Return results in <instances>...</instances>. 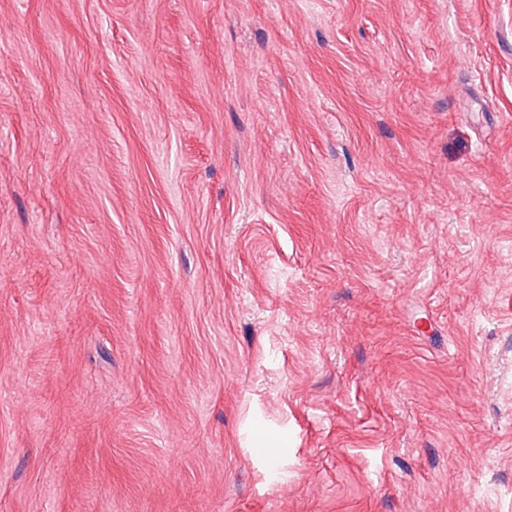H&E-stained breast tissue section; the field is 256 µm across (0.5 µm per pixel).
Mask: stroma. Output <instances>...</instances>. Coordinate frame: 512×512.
<instances>
[{"label":"stroma","mask_w":512,"mask_h":512,"mask_svg":"<svg viewBox=\"0 0 512 512\" xmlns=\"http://www.w3.org/2000/svg\"><path fill=\"white\" fill-rule=\"evenodd\" d=\"M0 512H512V0H0Z\"/></svg>","instance_id":"35a3bbf8"}]
</instances>
